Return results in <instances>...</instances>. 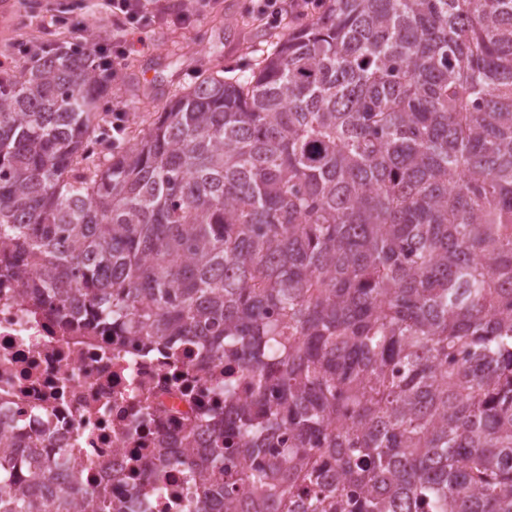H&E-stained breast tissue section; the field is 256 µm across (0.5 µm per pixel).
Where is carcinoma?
Segmentation results:
<instances>
[{
  "instance_id": "obj_1",
  "label": "carcinoma",
  "mask_w": 512,
  "mask_h": 512,
  "mask_svg": "<svg viewBox=\"0 0 512 512\" xmlns=\"http://www.w3.org/2000/svg\"><path fill=\"white\" fill-rule=\"evenodd\" d=\"M103 43L0 70V278L256 380L157 475L191 512H512V0H322L130 148ZM79 500L119 512L0 429V512Z\"/></svg>"
}]
</instances>
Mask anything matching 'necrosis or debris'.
Wrapping results in <instances>:
<instances>
[{
    "instance_id": "necrosis-or-debris-1",
    "label": "necrosis or debris",
    "mask_w": 512,
    "mask_h": 512,
    "mask_svg": "<svg viewBox=\"0 0 512 512\" xmlns=\"http://www.w3.org/2000/svg\"><path fill=\"white\" fill-rule=\"evenodd\" d=\"M223 368L202 363L195 344L155 348L65 325L0 283V425L38 443L59 481L80 458L121 512H185L188 488L164 479L149 497L122 477L135 451L180 446L186 416L224 408L214 388Z\"/></svg>"
}]
</instances>
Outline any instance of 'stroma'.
I'll return each instance as SVG.
<instances>
[{
  "label": "stroma",
  "mask_w": 512,
  "mask_h": 512,
  "mask_svg": "<svg viewBox=\"0 0 512 512\" xmlns=\"http://www.w3.org/2000/svg\"><path fill=\"white\" fill-rule=\"evenodd\" d=\"M163 17L145 15L128 27L112 18L110 0H0V70L26 61L20 46H68L85 40L86 26L105 35L121 58L111 84L109 112L124 113L126 142L162 111L170 90L200 71L224 68L249 74L260 43L300 24L289 16L274 25L253 0H159Z\"/></svg>",
  "instance_id": "1"
}]
</instances>
